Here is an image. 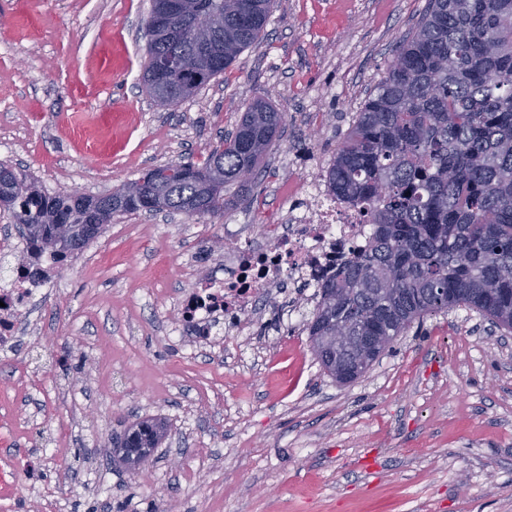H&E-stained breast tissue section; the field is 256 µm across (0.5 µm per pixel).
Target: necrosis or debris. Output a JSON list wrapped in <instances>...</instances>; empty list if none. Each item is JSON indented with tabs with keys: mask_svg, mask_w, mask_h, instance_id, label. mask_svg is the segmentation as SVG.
I'll return each mask as SVG.
<instances>
[{
	"mask_svg": "<svg viewBox=\"0 0 512 512\" xmlns=\"http://www.w3.org/2000/svg\"><path fill=\"white\" fill-rule=\"evenodd\" d=\"M374 227L361 211L337 203L317 174L304 180L300 203L279 213L276 223L252 226L249 243L241 228L224 227L234 240L224 252L223 268L192 274L191 286L179 296L181 317L174 333L202 337L236 336L258 316L261 296L281 294L286 284L318 285L353 255L366 249ZM25 244L0 236V349L15 344L27 303L36 295L35 282L23 265Z\"/></svg>",
	"mask_w": 512,
	"mask_h": 512,
	"instance_id": "4bbe7bcc",
	"label": "necrosis or debris"
}]
</instances>
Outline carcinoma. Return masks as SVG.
I'll return each mask as SVG.
<instances>
[{
    "mask_svg": "<svg viewBox=\"0 0 512 512\" xmlns=\"http://www.w3.org/2000/svg\"><path fill=\"white\" fill-rule=\"evenodd\" d=\"M272 0H153L143 22L142 80L166 109L224 74L263 38ZM218 22L217 63L192 76L195 12ZM176 56L184 69L155 82L156 64ZM284 114L249 103L236 130L203 164L170 162L128 186L136 192L96 199L42 193L23 173L0 190L31 254L65 261L90 244L84 224L146 212L159 193L165 210L190 219L221 215L261 175ZM336 201L360 208L375 234L366 250L318 288L307 323L311 347L339 383L356 379L328 355L324 337L343 327L382 336L381 351L416 321L464 305L512 331V0H429L415 31L396 47L386 72L353 119L325 175ZM129 431L144 448L165 438L161 420Z\"/></svg>",
    "mask_w": 512,
    "mask_h": 512,
    "instance_id": "1",
    "label": "carcinoma"
}]
</instances>
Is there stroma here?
I'll list each match as a JSON object with an SVG mask.
<instances>
[{"mask_svg":"<svg viewBox=\"0 0 512 512\" xmlns=\"http://www.w3.org/2000/svg\"><path fill=\"white\" fill-rule=\"evenodd\" d=\"M429 0H276L262 42L157 109L143 82L151 0H0V162L49 194L97 195L203 162L256 98L285 115L262 179L218 217L122 215L57 268L0 353V512H512V333L460 306L337 383L304 323L266 307L249 335L169 339L184 267L218 263L228 224H266L296 170H327ZM170 431L139 470L113 440ZM126 432H134L139 443L142 445V452L145 448H152L151 454L155 448L165 438L167 425L161 420L142 421L136 423Z\"/></svg>","mask_w":512,"mask_h":512,"instance_id":"obj_1","label":"stroma"}]
</instances>
